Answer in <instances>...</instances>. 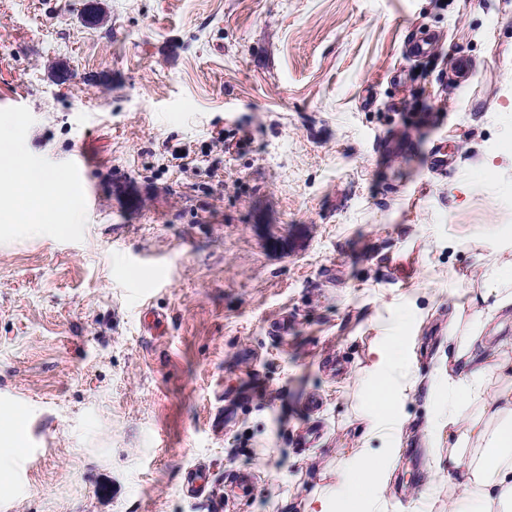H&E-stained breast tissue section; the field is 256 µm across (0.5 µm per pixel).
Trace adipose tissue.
<instances>
[{
	"instance_id": "adipose-tissue-1",
	"label": "adipose tissue",
	"mask_w": 512,
	"mask_h": 512,
	"mask_svg": "<svg viewBox=\"0 0 512 512\" xmlns=\"http://www.w3.org/2000/svg\"><path fill=\"white\" fill-rule=\"evenodd\" d=\"M54 179L25 164L10 132L0 127V189L22 199L12 213L18 223L51 220L43 200ZM481 288L456 304L448 319V512H512V348L488 350L486 325L512 307V237L494 241ZM364 383L362 415L369 429L393 423L397 387L412 388L418 378L404 373L406 361L397 336L385 337ZM386 485V468L355 449L335 484L314 499L307 512H362Z\"/></svg>"
}]
</instances>
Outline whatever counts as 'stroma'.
I'll list each match as a JSON object with an SVG mask.
<instances>
[{
	"label": "stroma",
	"mask_w": 512,
	"mask_h": 512,
	"mask_svg": "<svg viewBox=\"0 0 512 512\" xmlns=\"http://www.w3.org/2000/svg\"><path fill=\"white\" fill-rule=\"evenodd\" d=\"M14 100L58 185L48 223H0V407L36 431L0 512H306L364 447L374 512H448L447 390L395 391L398 446L356 381L386 336L442 375L512 235V0H0ZM89 165V160L84 156H79L69 163V185L73 192H76L85 203L89 204L91 199L87 186L83 180L85 168Z\"/></svg>",
	"instance_id": "1"
}]
</instances>
